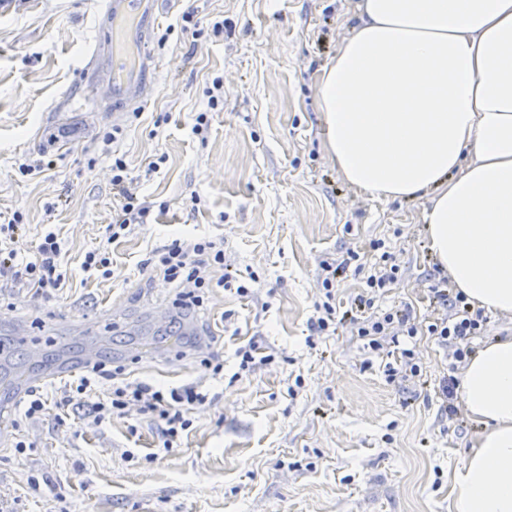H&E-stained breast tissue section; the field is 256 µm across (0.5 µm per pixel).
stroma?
Listing matches in <instances>:
<instances>
[{"mask_svg": "<svg viewBox=\"0 0 512 512\" xmlns=\"http://www.w3.org/2000/svg\"><path fill=\"white\" fill-rule=\"evenodd\" d=\"M100 0H0V211H22L19 246L34 256L46 225L64 243L67 288L44 299L0 301V512H448V479L461 469L477 424L440 408L444 379L462 364L434 337L415 336L416 382L388 381L387 354L364 349L354 326L310 338L319 264L383 240L400 277L376 308L429 314L445 279L424 222L429 198L384 201L352 189L322 148L318 81L351 24L354 0H175L152 98L127 117L114 144L154 207L145 224L107 243L112 220L110 121L64 155L47 142L54 107L94 42ZM194 13L206 32L182 34ZM223 20L224 33L208 25ZM224 80V103L206 89ZM208 112L206 137L191 128ZM166 163L149 175L157 154ZM51 167L21 175L26 158ZM200 205H193V196ZM224 241V262L253 278L254 294L210 289L207 310L176 306V290L141 269L150 248L200 236ZM107 246L106 278L85 279V253ZM257 341L273 362L239 371L235 351ZM124 366L129 381L198 383L208 401L178 448L158 444L145 417L82 428L60 406L62 366ZM224 356L216 381L200 353ZM296 394H289V387ZM48 399L37 423L15 425L30 392ZM65 422H58V415ZM32 450L18 453V439ZM132 450L136 463L125 462ZM39 491H32V484ZM63 499H55L54 488Z\"/></svg>", "mask_w": 512, "mask_h": 512, "instance_id": "1", "label": "stroma"}]
</instances>
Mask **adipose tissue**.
Returning a JSON list of instances; mask_svg holds the SVG:
<instances>
[{
    "label": "adipose tissue",
    "mask_w": 512,
    "mask_h": 512,
    "mask_svg": "<svg viewBox=\"0 0 512 512\" xmlns=\"http://www.w3.org/2000/svg\"><path fill=\"white\" fill-rule=\"evenodd\" d=\"M323 70L324 148L379 200L429 197L428 246L474 308L512 316V0H358ZM479 423L450 512H512V335L465 363Z\"/></svg>",
    "instance_id": "obj_1"
}]
</instances>
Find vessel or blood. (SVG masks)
Masks as SVG:
<instances>
[{"mask_svg": "<svg viewBox=\"0 0 512 512\" xmlns=\"http://www.w3.org/2000/svg\"><path fill=\"white\" fill-rule=\"evenodd\" d=\"M163 15V0H102L97 41L81 70L80 91L57 104L51 147L66 150L92 131L85 112L103 108L113 124L147 103L155 89L156 64L146 45Z\"/></svg>", "mask_w": 512, "mask_h": 512, "instance_id": "1", "label": "vessel or blood"}]
</instances>
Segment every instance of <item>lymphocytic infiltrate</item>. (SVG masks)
<instances>
[{
	"mask_svg": "<svg viewBox=\"0 0 512 512\" xmlns=\"http://www.w3.org/2000/svg\"><path fill=\"white\" fill-rule=\"evenodd\" d=\"M112 198L115 202L112 220L105 228V236L111 243L128 234L133 226L144 223L151 212L150 202L139 195L138 186L120 157L112 160ZM22 224L23 214L19 211L0 221V286L13 290L18 296L26 291L50 295L66 285V276L61 270L63 243L54 228H46L37 247V259L24 261L17 246ZM372 248L379 251L380 256L366 277L364 288L355 297L362 313L353 324L368 350L390 349L394 363L387 368L389 380L420 377L421 367L415 361V353L404 347L403 341L422 330L434 336L441 346H452L456 359L468 357L469 341L480 335L484 319L471 314L462 294H450L445 288L433 289L429 299L430 315L424 322L406 305L380 313L375 311L376 298L397 281L399 267L393 263L391 253L385 251L382 241H374ZM145 264L178 288L184 303L196 308L203 307L206 290L214 286L235 291L242 298L253 294L252 288L240 281L236 273L225 269L223 241L207 236L197 238L190 245L172 240L152 250ZM320 267L324 299L316 304L315 314L308 323L309 331L315 336L326 335L337 325L335 280L339 267L327 260L322 261ZM216 270L221 273L217 279L212 276ZM107 381L112 384L108 396L92 399L96 386ZM76 391L90 397L82 417L84 425L99 428L112 418L133 413L149 416L158 430L160 451L164 454L190 429L191 411L208 400L196 383L168 389L143 381L120 383L115 372L102 364L87 368Z\"/></svg>",
	"mask_w": 512,
	"mask_h": 512,
	"instance_id": "f902f5d3",
	"label": "lymphocytic infiltrate"
}]
</instances>
